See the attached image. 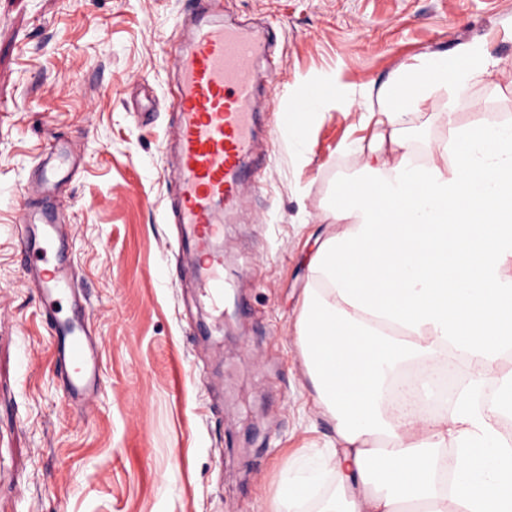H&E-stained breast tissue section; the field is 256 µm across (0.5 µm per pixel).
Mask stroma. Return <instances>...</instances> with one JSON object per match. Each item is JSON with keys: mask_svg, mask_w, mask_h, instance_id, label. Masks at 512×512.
Here are the masks:
<instances>
[{"mask_svg": "<svg viewBox=\"0 0 512 512\" xmlns=\"http://www.w3.org/2000/svg\"><path fill=\"white\" fill-rule=\"evenodd\" d=\"M190 0H0V512H269L287 472L334 439L298 344L339 182L380 132L367 109L429 52L480 41L512 62V0H224L266 44L255 75L260 181L225 216L223 316L199 301L170 222L167 50ZM324 96L303 157L282 111ZM358 94L350 108L337 92ZM459 125L512 120V69L475 84ZM415 154L448 139L409 117ZM72 151L70 263L108 388L88 418L53 375L40 298L17 253L19 193Z\"/></svg>", "mask_w": 512, "mask_h": 512, "instance_id": "stroma-1", "label": "stroma"}]
</instances>
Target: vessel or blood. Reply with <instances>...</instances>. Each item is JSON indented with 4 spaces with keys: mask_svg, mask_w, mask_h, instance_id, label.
<instances>
[{
    "mask_svg": "<svg viewBox=\"0 0 512 512\" xmlns=\"http://www.w3.org/2000/svg\"><path fill=\"white\" fill-rule=\"evenodd\" d=\"M219 11L220 0H193L178 19L171 49L175 126L165 147L176 187L174 221L194 250L198 295L217 311L224 308L220 216L238 208L245 183L255 179L251 71L262 53L252 33L224 22ZM60 174V161L41 164L39 176L23 187L18 247L23 273L41 299L62 399L86 416L106 382L87 301L65 253L68 229L61 218L71 204L56 194Z\"/></svg>",
    "mask_w": 512,
    "mask_h": 512,
    "instance_id": "vessel-or-blood-1",
    "label": "vessel or blood"
}]
</instances>
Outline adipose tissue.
Listing matches in <instances>:
<instances>
[{
    "instance_id": "1",
    "label": "adipose tissue",
    "mask_w": 512,
    "mask_h": 512,
    "mask_svg": "<svg viewBox=\"0 0 512 512\" xmlns=\"http://www.w3.org/2000/svg\"><path fill=\"white\" fill-rule=\"evenodd\" d=\"M477 42L433 52L381 89L369 113L381 129L366 177L340 184L338 227L310 260L298 340L336 438L316 468L289 477L272 512H512V122L474 121L414 160L404 129L426 105L453 118L471 87L499 69ZM402 332L380 333L376 321ZM471 372L450 413L393 414L384 392L403 364L447 351ZM450 485L437 479L447 451ZM332 490L317 492L322 475Z\"/></svg>"
}]
</instances>
